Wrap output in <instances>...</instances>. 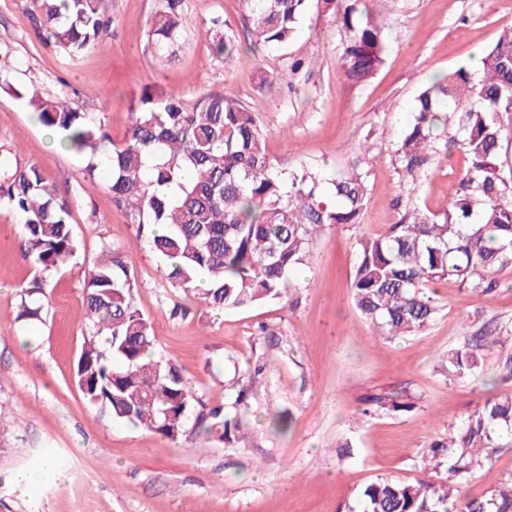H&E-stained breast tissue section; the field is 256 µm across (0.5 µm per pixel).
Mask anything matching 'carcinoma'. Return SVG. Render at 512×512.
Listing matches in <instances>:
<instances>
[{
    "label": "carcinoma",
    "mask_w": 512,
    "mask_h": 512,
    "mask_svg": "<svg viewBox=\"0 0 512 512\" xmlns=\"http://www.w3.org/2000/svg\"><path fill=\"white\" fill-rule=\"evenodd\" d=\"M183 0H165L150 24L157 58L166 57L188 25ZM248 9L255 43L284 47L296 35L312 0H240ZM46 39L76 57L93 47L112 24L100 0H39ZM347 34L341 62L353 86L370 81L385 63V24L362 0H323ZM213 21L209 45L216 57L239 44ZM28 104L61 145L89 157L90 179L103 181L112 199L129 210L137 239L165 261L167 279L189 291L199 275L202 298L218 310L279 299L290 273L303 264L313 234L327 224L360 223L368 187L354 165L331 175L285 172L267 153L268 133L231 92L204 94L189 105L174 92L142 91L123 140L105 156L104 125L64 98L31 93ZM512 137V27L482 52L480 72L465 66L433 78L415 99L395 149L401 181L414 183L448 145L466 155L459 190L443 213L409 208L377 236L359 242L351 280L356 310L387 338L421 332L439 306L427 292L435 281L455 280L474 291L495 290L492 275L512 267V172L501 160ZM0 205L24 230L28 253L42 272L76 255L71 203L34 163L0 167ZM133 283L119 252L110 250L88 272V334L74 378L85 400L112 419L144 427L175 441L183 426L168 422L181 411L207 437L240 430L238 415L196 411L189 379L155 353V337L131 298ZM42 285L20 294L16 319L32 320L43 304ZM488 333L477 331L448 352V369L462 377L478 367ZM512 444V396L486 400L462 420L450 447H431L425 460L447 464L443 482L381 479L367 485L361 512H512V478L480 498L463 499L458 482L483 466L489 450Z\"/></svg>",
    "instance_id": "obj_1"
}]
</instances>
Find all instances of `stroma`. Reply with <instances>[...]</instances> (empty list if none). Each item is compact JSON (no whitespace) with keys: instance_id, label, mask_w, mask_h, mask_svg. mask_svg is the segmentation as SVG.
I'll return each instance as SVG.
<instances>
[{"instance_id":"1","label":"stroma","mask_w":512,"mask_h":512,"mask_svg":"<svg viewBox=\"0 0 512 512\" xmlns=\"http://www.w3.org/2000/svg\"><path fill=\"white\" fill-rule=\"evenodd\" d=\"M163 0H101L110 31L79 57L38 33L37 0H0V162L37 164L72 202L76 256L42 275L12 212L0 207V512H353L380 479L439 481L425 469L431 444L495 395H512L503 361L512 356V268L496 272L489 296L447 280L433 284L439 311L420 333L378 336L354 308L350 283L358 242L384 233L405 207L440 212L459 189L460 146L400 188L396 143L421 88L474 65L512 26V0H372L386 17L389 54L375 77L352 86L340 55L346 33L314 7L283 48L251 46L239 0H185L193 24L171 59L158 60L149 21ZM221 18L241 51L209 52V21ZM303 67L273 82L293 59ZM186 103L233 90L267 130V150L285 171L346 167L360 144L368 197L360 223L324 226L288 279L282 298L216 310L195 291L172 287L163 259L137 242L129 214L85 173L88 159L52 147L26 93L66 96L121 141L144 87ZM122 253L131 297L150 322L156 352L180 366L206 407L237 408L236 439L185 428L169 441L90 407L73 381L85 330V273L102 251ZM42 279L43 319H16L22 288ZM496 330L467 377L448 352L480 329ZM244 405H235L238 389ZM288 417L287 431L276 422ZM33 480L18 487L15 477ZM512 478V446L497 449L461 487L479 497Z\"/></svg>"}]
</instances>
